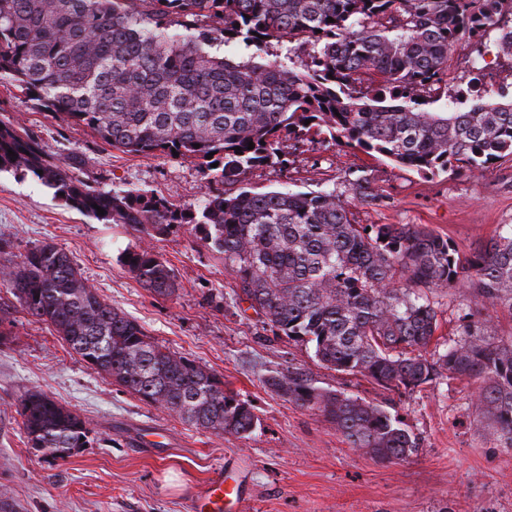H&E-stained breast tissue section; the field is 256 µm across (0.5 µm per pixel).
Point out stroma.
<instances>
[{"label": "stroma", "instance_id": "1", "mask_svg": "<svg viewBox=\"0 0 512 512\" xmlns=\"http://www.w3.org/2000/svg\"><path fill=\"white\" fill-rule=\"evenodd\" d=\"M512 95V54L497 32L464 38L448 52V82L429 92L467 99L472 86ZM0 120L19 123L60 156L83 155L85 176L104 189L140 188L175 204L205 196L193 162L162 152L127 154L82 125L34 108L0 80ZM286 166L250 171L254 191L331 188L360 224H424L473 252L512 224V159L473 173L454 169L424 177L357 147L288 141ZM366 176L377 199L361 201L352 182ZM0 269L42 242L70 255L88 285L145 327L170 351L223 378L258 418L247 437L218 435L147 405L97 374L51 327L16 312L0 336V512H187V501L217 470L238 484L244 512H512V451L475 427V388L440 378L410 392L388 391L317 363L312 346L276 335L247 302L199 226L186 224L151 240L125 224L88 218L54 199L40 181L0 173ZM152 244L173 269L176 292L151 295L119 261L130 247ZM439 328L428 354L457 338L474 308L471 288L435 290ZM295 369L317 386L382 406L420 443L410 457L383 463L350 447L320 412L288 401L264 380ZM40 390L88 423L92 442L70 458L30 448L19 400Z\"/></svg>", "mask_w": 512, "mask_h": 512}]
</instances>
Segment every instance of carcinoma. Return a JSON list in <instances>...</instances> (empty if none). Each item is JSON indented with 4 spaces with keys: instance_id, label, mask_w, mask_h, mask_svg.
Masks as SVG:
<instances>
[{
    "instance_id": "obj_1",
    "label": "carcinoma",
    "mask_w": 512,
    "mask_h": 512,
    "mask_svg": "<svg viewBox=\"0 0 512 512\" xmlns=\"http://www.w3.org/2000/svg\"><path fill=\"white\" fill-rule=\"evenodd\" d=\"M505 2L0 0L1 79L115 149L178 152L216 188L186 206L139 188L104 190L85 179L80 155H55L3 120L0 172L29 175L80 213L151 239L199 225L238 296L273 331L311 345L321 365L385 389L413 390L446 374L473 383L477 430L511 451L512 336L495 339L489 321L477 319L425 357L439 323L420 289L471 284L478 304L512 313V224L466 256L424 224L355 223L334 189L224 191L256 167L283 162L284 142L301 136L424 176L457 163L479 172L512 156V100L477 88L463 109L454 97L441 112L418 101L447 76L458 39L497 29L512 53ZM271 41L285 52L264 60ZM363 74L366 94L356 89ZM124 254L121 265L143 288L175 293L173 269L153 248ZM0 281L12 296L0 297V326L19 308L144 403L216 434L255 427L250 405L219 376L154 342L54 244L23 254ZM265 383L385 462L419 448L387 410L323 391L301 372L275 371ZM18 415L30 447L47 457L64 460L90 442L86 421L40 390L26 393Z\"/></svg>"
}]
</instances>
